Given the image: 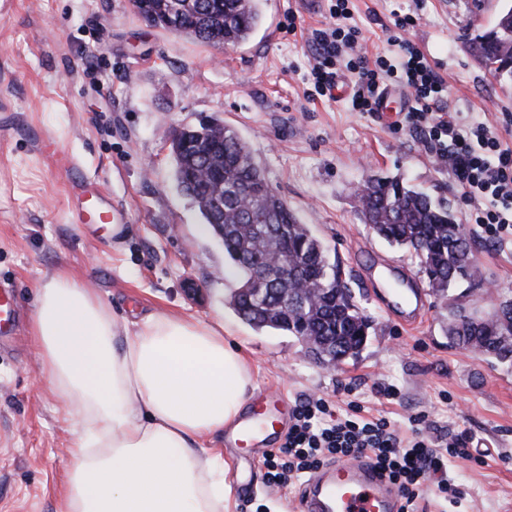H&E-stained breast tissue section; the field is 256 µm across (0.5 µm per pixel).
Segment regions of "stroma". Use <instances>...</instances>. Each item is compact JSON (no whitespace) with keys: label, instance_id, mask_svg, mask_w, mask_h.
I'll list each match as a JSON object with an SVG mask.
<instances>
[{"label":"stroma","instance_id":"35a3bbf8","mask_svg":"<svg viewBox=\"0 0 512 512\" xmlns=\"http://www.w3.org/2000/svg\"><path fill=\"white\" fill-rule=\"evenodd\" d=\"M504 0H352L353 22L369 52H386L387 28L419 17L411 39L448 83V107L498 128L512 123V86L483 68L469 42L492 29ZM263 24L243 46L217 48L147 26L131 0H0V289L15 294L19 320L0 336V512H55L72 459V417L40 377L30 334L36 293L67 271L114 314L147 312L223 321L253 373L254 389L326 398L345 413L383 415L409 433L411 415L429 435L466 432L477 462L452 461L449 498L430 495L428 512H512V366L448 341V304L432 292L410 254L389 246L362 221L354 189L368 175L399 177L445 202L473 235L477 270L456 285L459 303L512 297V241L486 235L447 165L404 119L414 104L394 90V111H352L350 75L331 97H309L312 33L326 25L327 3L263 0ZM297 16L296 32L284 26ZM223 120L245 140L275 192L341 263L371 321L359 357L315 363L296 336L255 331L231 305L238 276L224 245L173 180L175 129ZM47 137L105 179L124 231L83 233L67 210L65 174L35 146ZM413 273L426 292L421 322L391 318L366 279L382 262ZM392 384L398 399L381 397ZM227 465L234 512H291L301 486L268 487L264 448H228L202 439Z\"/></svg>","mask_w":512,"mask_h":512}]
</instances>
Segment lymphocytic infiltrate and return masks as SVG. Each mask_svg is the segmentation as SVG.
Listing matches in <instances>:
<instances>
[{"label":"lymphocytic infiltrate","mask_w":512,"mask_h":512,"mask_svg":"<svg viewBox=\"0 0 512 512\" xmlns=\"http://www.w3.org/2000/svg\"><path fill=\"white\" fill-rule=\"evenodd\" d=\"M350 2L328 0L330 23L313 33L310 76L315 93H330L342 71L354 78L351 106L356 112L379 111L388 84L410 93L415 105L407 123L422 134L427 150L447 163L465 200L475 206L477 223L499 239L511 237L512 148L504 146L494 125L463 124L448 108V84L437 65L405 35L416 18L398 21L396 33L387 38L390 53L371 58L359 44L360 29L348 23ZM469 444L463 432L435 439L416 429L405 436L383 416L336 417L326 400L309 399L297 406L282 446L267 452V482L284 488L326 461L366 457L397 485L406 503L403 512H416L427 481L447 493L448 461L472 460Z\"/></svg>","instance_id":"lymphocytic-infiltrate-1"}]
</instances>
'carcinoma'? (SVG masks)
Listing matches in <instances>:
<instances>
[{
  "instance_id": "cac0c4a2",
  "label": "carcinoma",
  "mask_w": 512,
  "mask_h": 512,
  "mask_svg": "<svg viewBox=\"0 0 512 512\" xmlns=\"http://www.w3.org/2000/svg\"><path fill=\"white\" fill-rule=\"evenodd\" d=\"M137 13L154 26L213 46L246 42L262 22L261 0H134ZM512 5L495 27L476 35L471 49L493 64L489 73L512 83ZM178 189L197 205L205 225L224 244L239 276L231 297L239 318L256 330L294 336L313 334L328 349L356 358L370 321L342 278L338 261L268 184L247 143L230 127L207 121L181 130L172 149ZM364 222L391 246L413 251L433 290L471 278L473 240L448 208L399 180L370 175L357 189ZM266 271L261 290L255 274ZM288 289V307L279 305ZM448 339L458 346L512 365V324L496 323L495 305L466 309L448 303Z\"/></svg>"
}]
</instances>
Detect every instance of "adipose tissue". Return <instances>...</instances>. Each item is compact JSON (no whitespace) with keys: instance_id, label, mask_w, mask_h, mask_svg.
<instances>
[{"instance_id":"adipose-tissue-1","label":"adipose tissue","mask_w":512,"mask_h":512,"mask_svg":"<svg viewBox=\"0 0 512 512\" xmlns=\"http://www.w3.org/2000/svg\"><path fill=\"white\" fill-rule=\"evenodd\" d=\"M30 332L74 418L57 512H231L226 464L199 445L237 423L252 386L222 324L154 312L122 330L60 271L38 289Z\"/></svg>"}]
</instances>
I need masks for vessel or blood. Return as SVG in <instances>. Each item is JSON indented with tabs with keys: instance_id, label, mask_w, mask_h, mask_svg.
Wrapping results in <instances>:
<instances>
[{
	"instance_id": "vessel-or-blood-1",
	"label": "vessel or blood",
	"mask_w": 512,
	"mask_h": 512,
	"mask_svg": "<svg viewBox=\"0 0 512 512\" xmlns=\"http://www.w3.org/2000/svg\"><path fill=\"white\" fill-rule=\"evenodd\" d=\"M42 152L55 155L58 166L69 172L74 223L93 227L123 223L122 214L113 208L112 197L98 177L82 173L73 154L57 150L53 141L40 143ZM388 312H400L405 324L416 323L425 306L414 289L396 291L394 299L383 302ZM260 411L243 417L233 436L245 442L268 434L278 420L287 399L279 393L260 390ZM298 512H401L402 500L395 485L368 459L320 466L308 479L297 502Z\"/></svg>"
}]
</instances>
